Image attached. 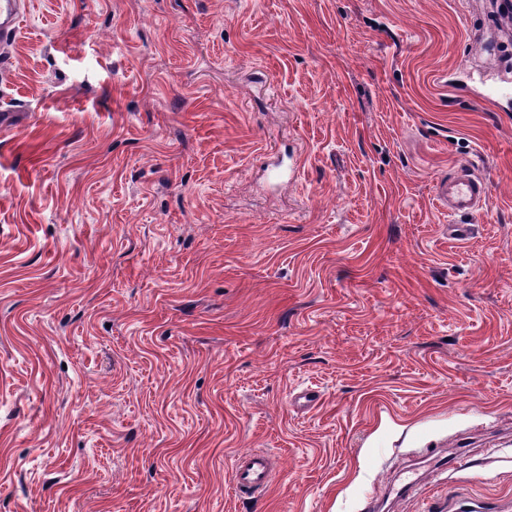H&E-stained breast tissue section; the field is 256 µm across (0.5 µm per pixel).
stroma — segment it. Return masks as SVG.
Masks as SVG:
<instances>
[{"mask_svg": "<svg viewBox=\"0 0 512 512\" xmlns=\"http://www.w3.org/2000/svg\"><path fill=\"white\" fill-rule=\"evenodd\" d=\"M490 9L33 0L0 51V512L512 506ZM462 163L475 218L435 200ZM255 448L276 470L249 500ZM233 472L236 493L261 494L273 481V461L265 452L249 450L234 458Z\"/></svg>", "mask_w": 512, "mask_h": 512, "instance_id": "35a3bbf8", "label": "stroma"}]
</instances>
